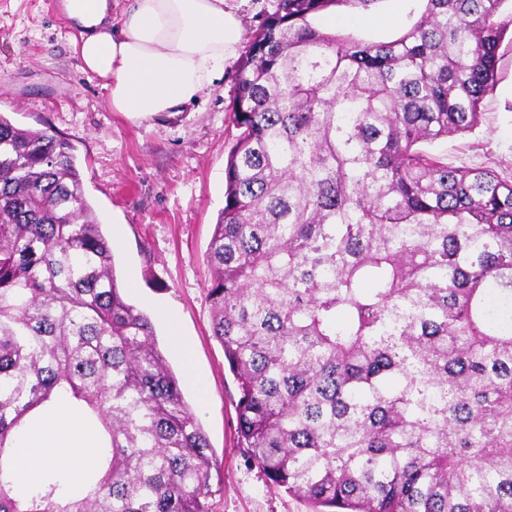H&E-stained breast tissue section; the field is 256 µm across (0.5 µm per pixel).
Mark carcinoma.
I'll list each match as a JSON object with an SVG mask.
<instances>
[{
	"instance_id": "1",
	"label": "carcinoma",
	"mask_w": 512,
	"mask_h": 512,
	"mask_svg": "<svg viewBox=\"0 0 512 512\" xmlns=\"http://www.w3.org/2000/svg\"><path fill=\"white\" fill-rule=\"evenodd\" d=\"M277 0L235 71L238 130L206 253L237 437L326 512H512V181L422 148L474 130L505 0H426L367 42ZM65 404L103 472L3 469ZM195 409L119 288L74 146L0 113V512H209Z\"/></svg>"
}]
</instances>
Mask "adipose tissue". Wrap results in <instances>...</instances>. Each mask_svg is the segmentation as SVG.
I'll use <instances>...</instances> for the list:
<instances>
[{"instance_id":"adipose-tissue-1","label":"adipose tissue","mask_w":512,"mask_h":512,"mask_svg":"<svg viewBox=\"0 0 512 512\" xmlns=\"http://www.w3.org/2000/svg\"><path fill=\"white\" fill-rule=\"evenodd\" d=\"M242 0H63L77 35L72 48L82 72L102 80L113 112L147 116L175 112L212 85L238 55ZM95 435L52 407L11 449V470L23 484L39 483L52 467L93 469Z\"/></svg>"}]
</instances>
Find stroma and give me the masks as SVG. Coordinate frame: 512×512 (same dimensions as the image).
Returning a JSON list of instances; mask_svg holds the SVG:
<instances>
[{"instance_id":"stroma-1","label":"stroma","mask_w":512,"mask_h":512,"mask_svg":"<svg viewBox=\"0 0 512 512\" xmlns=\"http://www.w3.org/2000/svg\"><path fill=\"white\" fill-rule=\"evenodd\" d=\"M424 0H372L339 7L347 31L368 41L398 38ZM400 13L401 24L378 18ZM500 52L499 80L472 132L428 144L457 167H485L512 179V28ZM75 32L58 0H0V113L24 128L46 129L76 149L84 194L111 240L126 299L153 321L156 339L193 406L221 465L224 488L210 512H315L271 485L236 443L237 383L212 334L205 260L224 206V168L234 144L228 106L234 66L176 112L145 117L110 111L99 79L79 70ZM183 336L189 354L173 346Z\"/></svg>"}]
</instances>
